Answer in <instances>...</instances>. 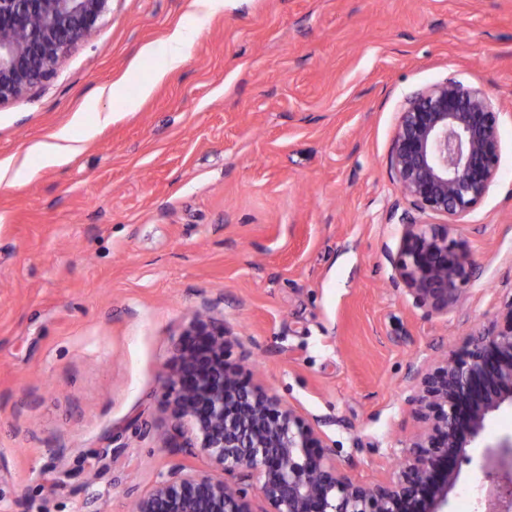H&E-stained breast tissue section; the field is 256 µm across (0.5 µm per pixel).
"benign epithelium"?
<instances>
[{"label": "benign epithelium", "mask_w": 512, "mask_h": 512, "mask_svg": "<svg viewBox=\"0 0 512 512\" xmlns=\"http://www.w3.org/2000/svg\"><path fill=\"white\" fill-rule=\"evenodd\" d=\"M110 2L0 0V105L48 82ZM498 126L487 92L454 77L411 93L400 112L390 172L409 208L399 249L386 258L429 315L448 313L473 277V261L449 226L482 203L498 176ZM416 213L443 222L420 223ZM185 335L193 340L167 377L171 411L190 423L182 447L199 449L208 469L171 463L135 497L132 512H255L254 489L270 506L263 512H448L463 461L490 481L486 512H512V435L483 441L488 418L512 407V296L460 352L410 370L407 402L420 430L394 477L373 486L353 481L320 444L315 424L229 360L224 321L197 311Z\"/></svg>", "instance_id": "7a95c632"}]
</instances>
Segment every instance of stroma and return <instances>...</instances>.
<instances>
[{
    "mask_svg": "<svg viewBox=\"0 0 512 512\" xmlns=\"http://www.w3.org/2000/svg\"><path fill=\"white\" fill-rule=\"evenodd\" d=\"M189 23L158 76L149 48ZM451 76L499 108L501 164L450 231L475 277L429 316L385 257L388 160L405 98ZM142 82L134 110L108 97ZM78 120V153L0 184V512H128L171 462L206 468L166 380L207 304L232 360L355 481L390 480L418 429L410 366L459 350L512 290V0H224L202 20L195 0H112L50 81L0 105V162ZM489 487L462 466L449 512H484ZM193 38L190 29H176L165 41L151 48L153 55L163 61L161 75L179 68L186 59V50Z\"/></svg>",
    "mask_w": 512,
    "mask_h": 512,
    "instance_id": "obj_1",
    "label": "stroma"
}]
</instances>
